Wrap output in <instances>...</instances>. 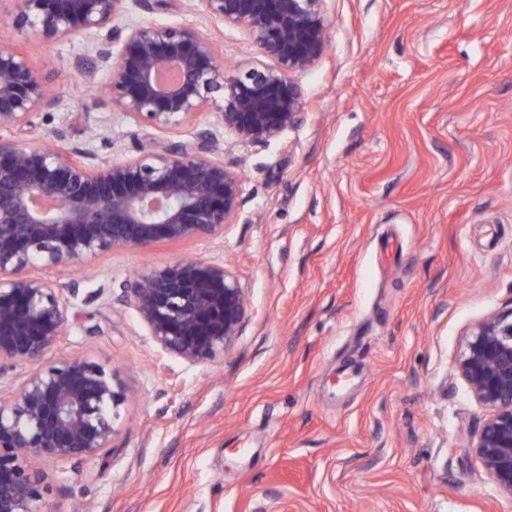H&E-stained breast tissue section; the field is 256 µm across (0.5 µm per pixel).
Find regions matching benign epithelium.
Instances as JSON below:
<instances>
[{
	"label": "benign epithelium",
	"mask_w": 512,
	"mask_h": 512,
	"mask_svg": "<svg viewBox=\"0 0 512 512\" xmlns=\"http://www.w3.org/2000/svg\"><path fill=\"white\" fill-rule=\"evenodd\" d=\"M16 26L44 44L82 38L76 62L89 85L106 78L118 110L161 135L135 158L99 162L84 148H46L16 138L39 112L63 106L40 70L0 41V375L29 374L0 396V512H43L49 486L33 460L102 455L127 396L112 371L88 357L48 353L78 323L64 289L46 272L88 266L115 248L142 253L161 240L214 236L232 222L241 181L224 166L206 128L170 138L212 106L236 141L267 144L297 125L304 109L292 75L325 52V0H201L218 29L240 30L271 60L228 76L218 40L193 24L122 22L157 0H13ZM125 302L163 350L190 364L214 359L245 323L243 288L225 267L196 258L135 279ZM457 371L486 412L471 448L498 491L512 498V310L466 333Z\"/></svg>",
	"instance_id": "benign-epithelium-1"
}]
</instances>
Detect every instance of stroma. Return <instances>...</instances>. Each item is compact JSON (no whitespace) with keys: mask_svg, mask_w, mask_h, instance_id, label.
<instances>
[{"mask_svg":"<svg viewBox=\"0 0 512 512\" xmlns=\"http://www.w3.org/2000/svg\"><path fill=\"white\" fill-rule=\"evenodd\" d=\"M322 57L294 79L301 121L238 144L223 234L120 248L55 278L82 318L50 351L111 368L128 399L105 455L38 462L46 512H512L469 445L484 417L456 364L465 333L512 309V0H325ZM128 23H192L184 0ZM15 41L53 58L64 108L17 137L102 161L137 156L153 129L80 77L79 40ZM185 255L225 266L250 317L233 345L190 364L162 350L121 296ZM349 365L358 380L337 392Z\"/></svg>","mask_w":512,"mask_h":512,"instance_id":"obj_1","label":"stroma"}]
</instances>
